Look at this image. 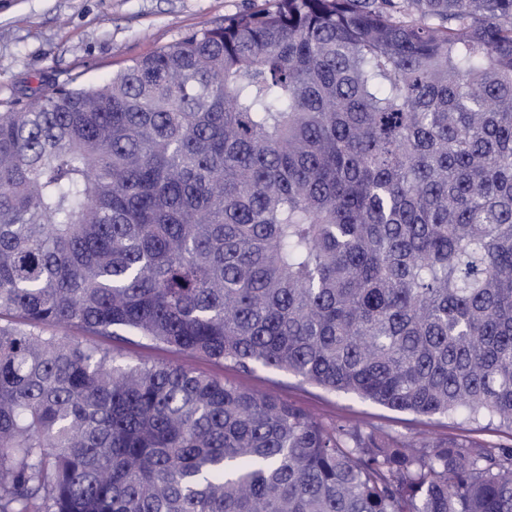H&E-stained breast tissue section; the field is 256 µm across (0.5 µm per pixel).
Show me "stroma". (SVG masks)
Listing matches in <instances>:
<instances>
[{
	"label": "stroma",
	"mask_w": 512,
	"mask_h": 512,
	"mask_svg": "<svg viewBox=\"0 0 512 512\" xmlns=\"http://www.w3.org/2000/svg\"><path fill=\"white\" fill-rule=\"evenodd\" d=\"M264 0H0V111L22 99L40 77L63 83L78 77L100 84L132 60L152 54L225 15L261 7ZM193 367L225 383L275 394L327 427L358 424L395 437L476 441L512 446V432L458 415L419 417L326 391L291 374L196 358Z\"/></svg>",
	"instance_id": "obj_1"
}]
</instances>
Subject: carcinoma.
<instances>
[{
  "mask_svg": "<svg viewBox=\"0 0 512 512\" xmlns=\"http://www.w3.org/2000/svg\"><path fill=\"white\" fill-rule=\"evenodd\" d=\"M128 335L512 429V0H267L0 112V512H512V448ZM117 347V358L130 363L168 364L187 362L191 366L232 384L260 394H275L306 410L332 428L349 423L374 428L395 437L416 436L434 440L476 441L490 446H512V432L487 422L476 423L464 415L452 418L419 417L390 410L354 396L326 391L300 382L291 374L254 367L244 371L230 363L218 367L205 359H186L163 345L142 342L136 336Z\"/></svg>",
  "mask_w": 512,
  "mask_h": 512,
  "instance_id": "1",
  "label": "carcinoma"
}]
</instances>
